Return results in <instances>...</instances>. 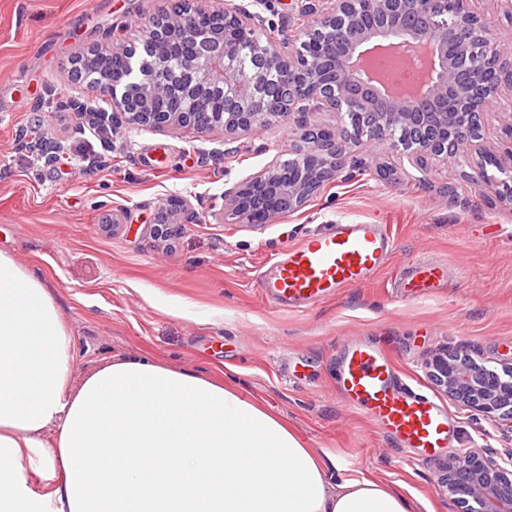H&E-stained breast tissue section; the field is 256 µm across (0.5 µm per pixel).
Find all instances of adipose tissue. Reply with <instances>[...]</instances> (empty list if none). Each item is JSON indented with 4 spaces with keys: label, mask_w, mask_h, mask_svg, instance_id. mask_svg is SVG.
<instances>
[{
    "label": "adipose tissue",
    "mask_w": 512,
    "mask_h": 512,
    "mask_svg": "<svg viewBox=\"0 0 512 512\" xmlns=\"http://www.w3.org/2000/svg\"><path fill=\"white\" fill-rule=\"evenodd\" d=\"M58 304L0 251V512H414L236 385L146 356L74 382Z\"/></svg>",
    "instance_id": "adipose-tissue-1"
}]
</instances>
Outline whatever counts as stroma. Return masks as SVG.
Returning a JSON list of instances; mask_svg holds the SVG:
<instances>
[{"mask_svg":"<svg viewBox=\"0 0 512 512\" xmlns=\"http://www.w3.org/2000/svg\"><path fill=\"white\" fill-rule=\"evenodd\" d=\"M174 0H0V250L35 271L57 296L76 352V375L114 356L143 355L235 383L295 428L309 447L333 453L346 476L384 481L416 512H460L436 485L441 461L470 448L496 459L512 451V422L484 420L449 400L426 373L439 351L465 345L477 361L512 357V206L495 182L512 167V126L499 107L483 116V144L499 162L489 182L459 165L390 183L375 170L324 183L302 210L261 228L225 221V189L286 153L294 125L178 135L120 128L92 167L73 155L88 115L53 111L60 95L85 94L67 71L80 51L130 36L131 20ZM60 142L54 164L37 149ZM453 187L445 197L444 187ZM188 197L202 216L170 246L151 236L159 206ZM126 210L114 230L108 213ZM344 219L389 225L390 264L369 283L298 312L276 305L257 282L276 254ZM446 263L451 278L425 299L395 286L415 260ZM373 342L401 382L446 404L448 446L409 453L355 410L338 389L343 346Z\"/></svg>","mask_w":512,"mask_h":512,"instance_id":"obj_1","label":"stroma"}]
</instances>
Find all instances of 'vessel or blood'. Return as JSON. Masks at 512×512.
I'll return each mask as SVG.
<instances>
[{
  "label": "vessel or blood",
  "mask_w": 512,
  "mask_h": 512,
  "mask_svg": "<svg viewBox=\"0 0 512 512\" xmlns=\"http://www.w3.org/2000/svg\"><path fill=\"white\" fill-rule=\"evenodd\" d=\"M395 239L388 225L343 223L305 238L273 259L259 274V286L280 306L307 310L370 282L388 265ZM448 281V267L419 260L404 268L402 294L411 299L430 295ZM344 397L406 448L432 454L448 442L444 405L407 386H394L388 354L362 344L348 346L341 373Z\"/></svg>",
  "instance_id": "1"
}]
</instances>
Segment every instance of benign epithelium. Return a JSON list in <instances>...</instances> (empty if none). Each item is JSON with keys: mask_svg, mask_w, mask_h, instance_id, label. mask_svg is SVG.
Wrapping results in <instances>:
<instances>
[{"mask_svg": "<svg viewBox=\"0 0 512 512\" xmlns=\"http://www.w3.org/2000/svg\"><path fill=\"white\" fill-rule=\"evenodd\" d=\"M217 8L212 0H185L161 17H151L132 45L104 43L80 55L83 63L105 64L119 56L128 63L120 79L95 69L87 91L106 101L98 121L182 133L222 131L232 137L271 127L294 115L312 126L305 144H292L285 160L274 157L261 171L224 190L223 219L244 215L254 227L304 208L317 188L345 171L354 176L376 159L378 176L389 180L385 154L407 158L415 168L428 161L458 163L477 152L478 179L489 175L492 155L481 148L480 113L512 87V62L500 58L498 36L471 0H310L312 17L300 42L286 48L274 23L262 14L268 0ZM405 48L419 57L425 79L396 90L372 69L378 52ZM220 91L218 120L204 124L200 113ZM332 112L334 127L314 123ZM197 213L184 196H171L150 233L169 239L177 224ZM427 374L448 396L490 422L512 420V361L501 368L474 360L463 348L426 364ZM439 490L461 512H512V452L503 466L477 450L440 464Z\"/></svg>", "mask_w": 512, "mask_h": 512, "instance_id": "7a95c632", "label": "benign epithelium"}]
</instances>
